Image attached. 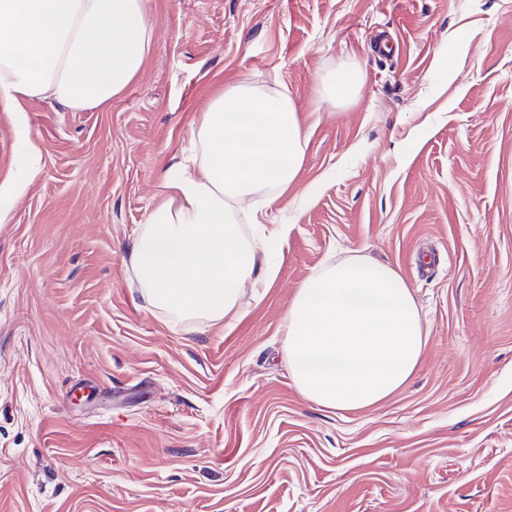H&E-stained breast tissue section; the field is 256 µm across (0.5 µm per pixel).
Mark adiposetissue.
Wrapping results in <instances>:
<instances>
[{
    "mask_svg": "<svg viewBox=\"0 0 512 512\" xmlns=\"http://www.w3.org/2000/svg\"><path fill=\"white\" fill-rule=\"evenodd\" d=\"M151 47L145 0H0V102L51 99L104 108L140 72ZM190 163L166 173L168 201L147 216L130 253L148 306L170 321L234 323L245 286L276 270L239 206L293 181L307 148L287 93L238 83L193 129ZM293 380L308 400L343 411L373 406L414 373L426 336L397 269L352 257L314 270L285 314Z\"/></svg>",
    "mask_w": 512,
    "mask_h": 512,
    "instance_id": "adipose-tissue-1",
    "label": "adipose tissue"
}]
</instances>
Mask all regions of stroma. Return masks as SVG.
I'll use <instances>...</instances> for the list:
<instances>
[{"label": "stroma", "instance_id": "obj_1", "mask_svg": "<svg viewBox=\"0 0 512 512\" xmlns=\"http://www.w3.org/2000/svg\"><path fill=\"white\" fill-rule=\"evenodd\" d=\"M110 106L0 105V512H512V0H145ZM360 75L330 102L332 76ZM287 91L308 146L250 235L289 225L233 326L146 306L129 253L213 93ZM39 161L29 167V146ZM396 268L427 332L357 411L291 376L315 269Z\"/></svg>", "mask_w": 512, "mask_h": 512}]
</instances>
